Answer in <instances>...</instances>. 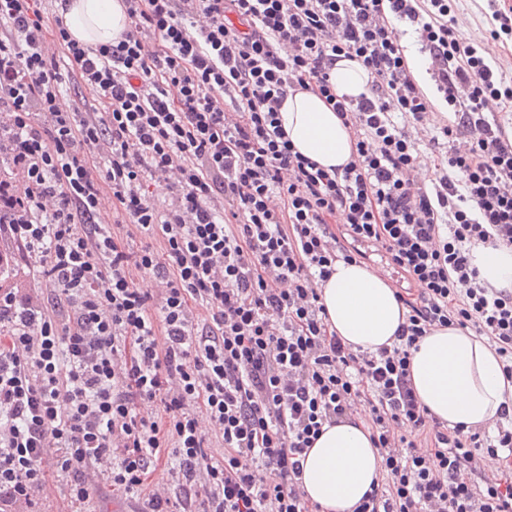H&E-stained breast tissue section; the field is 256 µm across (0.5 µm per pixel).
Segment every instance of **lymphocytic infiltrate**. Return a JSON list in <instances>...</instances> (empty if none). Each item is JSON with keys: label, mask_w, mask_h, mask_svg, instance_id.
Here are the masks:
<instances>
[{"label": "lymphocytic infiltrate", "mask_w": 512, "mask_h": 512, "mask_svg": "<svg viewBox=\"0 0 512 512\" xmlns=\"http://www.w3.org/2000/svg\"><path fill=\"white\" fill-rule=\"evenodd\" d=\"M57 2L0 0V260L40 279L0 284V512H36L52 471L71 512L105 486L139 512H321L302 458L356 420L379 468L354 512H512V401L495 429L451 427L410 373L424 336L459 326L512 379V292L471 264L512 250V81L489 61L512 0H486L478 42L455 0H121L109 45L73 38ZM342 59L367 93L337 94ZM68 79L96 90L91 109L63 105ZM299 91L340 118L344 165L286 138ZM366 247L408 282L373 352L321 302ZM395 28H396L397 37L400 40V43L403 46H406V48H407L406 52L408 54L409 59L412 57H416L420 62L421 71H420V73H418L416 71L419 76L420 83L422 84L424 89L435 99L439 110L441 112H444V114H442V115H445V116L447 115L448 118L453 117V114H451L449 112L450 111L449 107H448V112H447L448 114H446V103L443 100L442 96L436 92V90L433 87V84L430 80L429 75L426 73V68H427L426 61H425V58L418 51V45L416 44V41H415L416 38H415V33L413 31V27L410 25V23L396 21Z\"/></svg>", "instance_id": "lymphocytic-infiltrate-1"}]
</instances>
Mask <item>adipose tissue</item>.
<instances>
[{
    "label": "adipose tissue",
    "instance_id": "adipose-tissue-1",
    "mask_svg": "<svg viewBox=\"0 0 512 512\" xmlns=\"http://www.w3.org/2000/svg\"><path fill=\"white\" fill-rule=\"evenodd\" d=\"M64 17L72 36L108 44L126 27L119 0H65ZM279 117L296 151L323 167L345 164L351 154L347 130L319 97L305 92L287 96ZM472 263L482 279L512 290V250L481 246ZM329 320L353 349L374 351L390 343L406 310L389 283L365 264L337 262L322 288ZM417 395L428 411L448 425L484 427L493 422L512 383L502 364L470 330L431 331L410 359ZM379 463L368 431L360 424L325 427L303 463L305 491L322 512H353L371 488Z\"/></svg>",
    "mask_w": 512,
    "mask_h": 512
}]
</instances>
